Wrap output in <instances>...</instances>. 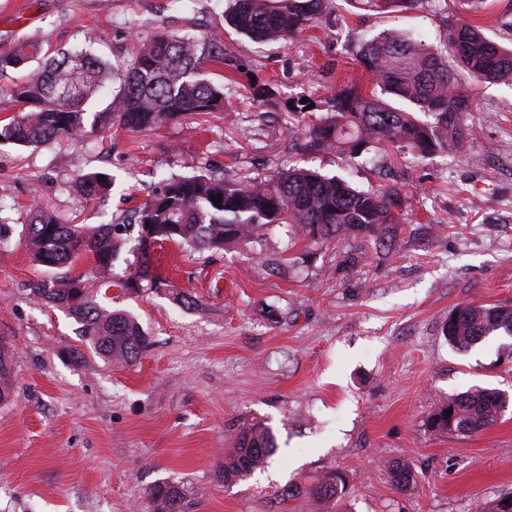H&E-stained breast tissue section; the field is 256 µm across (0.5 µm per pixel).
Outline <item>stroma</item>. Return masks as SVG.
Listing matches in <instances>:
<instances>
[{"instance_id":"35a3bbf8","label":"stroma","mask_w":512,"mask_h":512,"mask_svg":"<svg viewBox=\"0 0 512 512\" xmlns=\"http://www.w3.org/2000/svg\"><path fill=\"white\" fill-rule=\"evenodd\" d=\"M227 0H0V46L35 42L39 59L0 76V118L20 105L13 85L43 60L94 36L92 51L118 69L159 33L194 34L224 51L204 78L223 85L232 121L187 115L156 131L113 128L71 141L0 145V208L15 224L40 206L66 224L122 223L160 178L198 168L263 179L289 164L346 176L368 189L406 178L398 248L364 244L341 270L349 240L291 241L269 231L261 253L237 245L182 253L155 246L160 290L113 289L111 308L133 313L150 346L131 364L68 357L79 325L29 293L43 267L19 235L0 253V337L14 353L13 393L0 404V512H146L158 483L177 485L185 512H317L308 490L328 473L347 490L335 512H477L512 493V408L469 437L427 424L441 399L480 386L512 396V337L468 351L443 333L467 304L512 307V83L457 77L473 99L463 147L374 170L379 146L348 162L296 145L288 112L345 82L368 85L357 58L380 33L437 45L469 19L512 42V0L364 11L335 0L287 42L260 43L225 29ZM114 179L105 199L74 189L84 174ZM195 298L187 308L178 295ZM263 423L277 449L267 467L228 484L224 451ZM415 483L398 490L390 468Z\"/></svg>"}]
</instances>
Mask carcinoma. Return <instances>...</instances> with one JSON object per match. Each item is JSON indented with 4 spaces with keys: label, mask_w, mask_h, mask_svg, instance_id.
Segmentation results:
<instances>
[{
    "label": "carcinoma",
    "mask_w": 512,
    "mask_h": 512,
    "mask_svg": "<svg viewBox=\"0 0 512 512\" xmlns=\"http://www.w3.org/2000/svg\"><path fill=\"white\" fill-rule=\"evenodd\" d=\"M418 0H358L362 9L386 11L410 8ZM334 9L332 0H233L224 11V25L251 39L284 42L309 29L322 14ZM36 47L27 44L0 50V74L33 58ZM359 61L372 76L373 88L341 86L319 102L302 99L292 105L304 120L314 105L324 114L306 121L307 146L317 151H339L359 158L374 142L405 154L430 158L448 150V142L468 136L463 114L472 110L470 93L448 66L455 58L476 80L512 81V47L494 42L482 26L463 21L450 27L440 46L381 35L364 42ZM221 61L223 54L192 35L154 36L142 45L133 63L119 77L120 87L100 112L84 104L112 81V66L87 48L61 53L32 78L14 85L11 96L26 111L3 119L0 137L21 147H37L63 138H85L108 125L132 133L154 130L187 114L224 111V86L201 77L200 64ZM112 180L104 173L88 174L77 190L95 199L108 193ZM406 184L396 180L376 190H360L341 176L288 167L261 180H226L206 173L171 176L162 180L150 199L131 211L138 227L137 248H126L116 224L71 225L39 206L31 209L25 227L26 245L33 259L48 269H61L80 254H89L99 271L95 287L81 277L56 274L30 284L31 294L67 312L80 324L79 336L87 349L105 359L134 363L149 347L147 333L125 310H112L98 297L108 298L117 286L137 291L142 283L155 290L165 279L150 272V250L172 242L184 252L220 251L232 244L260 248L266 231L289 224L297 238L320 243L346 233L378 249H395L390 228L402 207ZM220 197V204L212 198ZM124 267L116 270V262ZM448 342L465 350L474 342L498 333L512 336V308L469 304L448 315L444 328ZM12 390V356L0 345V404ZM502 391L474 388L441 401L428 419L430 429L469 436L494 424L503 414ZM453 422H448L447 410ZM276 444L270 428L254 424L238 434L235 447L224 454V482L248 477L267 463ZM393 483L408 489L412 470L391 468ZM346 484L328 475L309 490L313 501L336 507ZM151 512H183L179 487L157 484L147 492Z\"/></svg>",
    "instance_id": "1"
}]
</instances>
